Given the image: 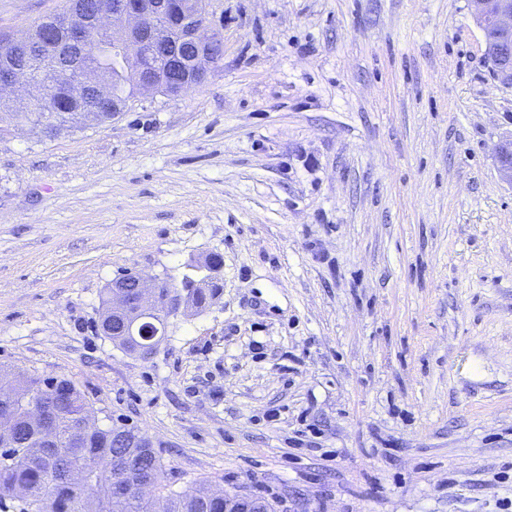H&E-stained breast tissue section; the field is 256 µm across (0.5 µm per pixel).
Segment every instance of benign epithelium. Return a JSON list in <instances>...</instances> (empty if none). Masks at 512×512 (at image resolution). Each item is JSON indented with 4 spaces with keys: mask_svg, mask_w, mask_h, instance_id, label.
I'll return each mask as SVG.
<instances>
[{
    "mask_svg": "<svg viewBox=\"0 0 512 512\" xmlns=\"http://www.w3.org/2000/svg\"><path fill=\"white\" fill-rule=\"evenodd\" d=\"M477 21L491 17L496 37L484 43L493 80L512 88V0H499L493 15H488V0H475ZM84 11L97 13V23L112 28V69L136 71L141 93L160 91L176 97L188 88L204 82L211 66L218 63L213 48L223 42V20L210 13L200 0H118L107 12L98 3L86 2ZM68 51L86 48L90 32L73 18L62 22ZM20 61L0 64V99L21 100L26 105L40 86L39 69L51 58L47 50L55 39L43 34L38 41L15 38ZM56 100L70 109L74 119L93 118L101 123L102 113L87 111V104L109 101L108 89L76 71L55 85ZM498 169L512 183V137L495 146ZM112 316L103 317L99 328L104 336L118 324L120 338L139 344L137 353L146 357L158 347L161 337L151 327L164 322L166 314L190 301L191 292L174 294L157 279L139 273H126L112 280ZM33 420L40 426L46 446L59 448L51 409L36 410Z\"/></svg>",
    "mask_w": 512,
    "mask_h": 512,
    "instance_id": "7a95c632",
    "label": "benign epithelium"
}]
</instances>
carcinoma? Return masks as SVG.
<instances>
[{
    "label": "carcinoma",
    "mask_w": 512,
    "mask_h": 512,
    "mask_svg": "<svg viewBox=\"0 0 512 512\" xmlns=\"http://www.w3.org/2000/svg\"><path fill=\"white\" fill-rule=\"evenodd\" d=\"M77 13L76 0H68V8L50 16L32 28L39 32L54 26L66 16ZM98 42L87 49L86 61H98L106 68H112V32H97ZM117 96L132 98L135 95L133 76L121 74L112 86ZM68 109L61 106L49 95V88H43L36 97L33 108L11 107L0 104V123L31 122L43 120L62 123ZM219 285L209 282L194 290L192 301L195 307L204 306L213 298ZM11 385L16 390V401L11 406L0 404V420L5 424V433L17 447L10 449L14 459L0 462V503L6 500H23L20 512H83L84 503L95 498L102 503L101 512H153L152 504L134 496L114 497L112 486L123 475L119 461H137L139 478L155 484L158 497L168 504V512H271V506L259 497H213L210 489L200 487L191 494L178 492L161 483L162 464L151 448H126L112 440V429L101 428L86 432L80 438L78 453L57 455L46 448L37 434L25 421L28 395L48 392L58 401L56 426L61 437L88 413L84 395L74 391L72 383L65 379L47 381L35 376H24L0 368V385ZM80 467L85 474L84 482L75 484L68 477V471Z\"/></svg>",
    "instance_id": "1"
}]
</instances>
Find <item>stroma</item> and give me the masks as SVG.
I'll return each instance as SVG.
<instances>
[{
  "label": "stroma",
  "mask_w": 512,
  "mask_h": 512,
  "mask_svg": "<svg viewBox=\"0 0 512 512\" xmlns=\"http://www.w3.org/2000/svg\"><path fill=\"white\" fill-rule=\"evenodd\" d=\"M64 0H0L20 35ZM200 86L0 128V367L73 381L163 481L274 512H512V184L473 0H212ZM219 297L146 359L97 329L136 270ZM495 155L501 176L512 184V136L496 144Z\"/></svg>",
  "instance_id": "1"
}]
</instances>
